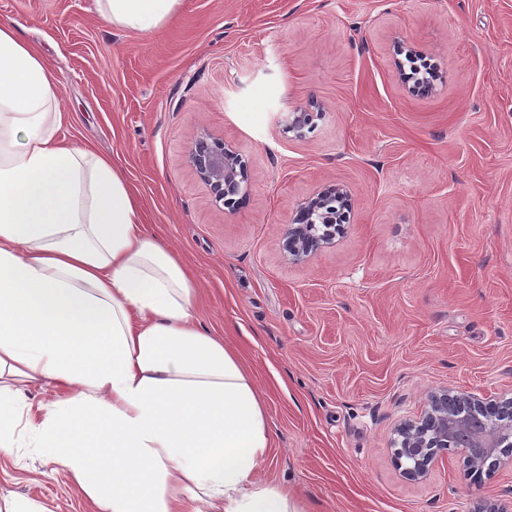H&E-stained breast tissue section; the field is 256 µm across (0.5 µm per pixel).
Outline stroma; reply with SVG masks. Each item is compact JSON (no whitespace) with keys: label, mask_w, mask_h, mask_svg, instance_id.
Listing matches in <instances>:
<instances>
[{"label":"stroma","mask_w":512,"mask_h":512,"mask_svg":"<svg viewBox=\"0 0 512 512\" xmlns=\"http://www.w3.org/2000/svg\"><path fill=\"white\" fill-rule=\"evenodd\" d=\"M74 120L111 157L150 233L191 269L199 322L244 357L267 403L263 476L310 512H512V467L474 481L459 453L408 479L397 427L440 388L512 398V0H185L130 36L94 0H0ZM412 46L441 78L413 92ZM319 115L305 137L289 111ZM247 165L217 201L189 162L202 132ZM352 195L333 244L289 261L297 206ZM92 512L65 469L0 456V494Z\"/></svg>","instance_id":"stroma-1"}]
</instances>
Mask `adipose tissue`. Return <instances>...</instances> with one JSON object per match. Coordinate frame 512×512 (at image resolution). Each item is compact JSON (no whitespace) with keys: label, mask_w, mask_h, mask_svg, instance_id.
<instances>
[{"label":"adipose tissue","mask_w":512,"mask_h":512,"mask_svg":"<svg viewBox=\"0 0 512 512\" xmlns=\"http://www.w3.org/2000/svg\"><path fill=\"white\" fill-rule=\"evenodd\" d=\"M95 2L137 35L184 4ZM69 119L39 49L0 24V455L37 449L93 512H308L262 476L272 431L241 355L201 328L122 169L61 138Z\"/></svg>","instance_id":"obj_1"}]
</instances>
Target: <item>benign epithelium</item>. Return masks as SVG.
<instances>
[{
  "instance_id": "1",
  "label": "benign epithelium",
  "mask_w": 512,
  "mask_h": 512,
  "mask_svg": "<svg viewBox=\"0 0 512 512\" xmlns=\"http://www.w3.org/2000/svg\"><path fill=\"white\" fill-rule=\"evenodd\" d=\"M315 115L305 109L289 114L288 130L298 134L314 125ZM190 160L199 178L210 187L216 200L222 201L244 190L248 175L233 146L209 133L200 136L190 149ZM350 193L343 185L323 188L297 207L285 243L289 259L307 260L318 250L330 245L335 236L336 204L348 206ZM467 443L459 448L465 463L476 474H482L484 459L512 466V458L503 460L498 450L512 442V401L498 402L476 395H458L443 388L429 395L427 407L420 417L398 429V459L405 460V473L413 478L425 477L439 453L460 434Z\"/></svg>"
}]
</instances>
